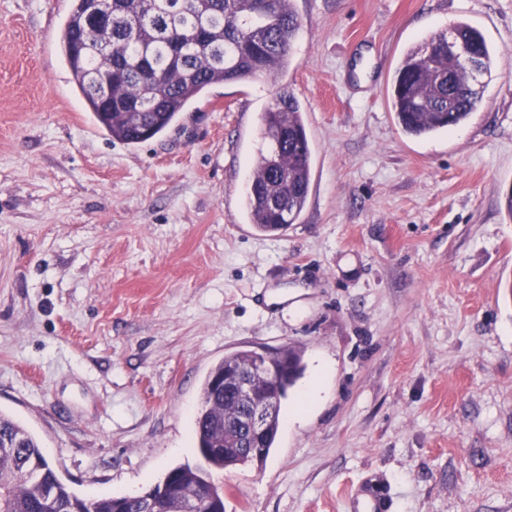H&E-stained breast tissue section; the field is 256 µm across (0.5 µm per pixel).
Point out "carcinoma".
<instances>
[{
  "label": "carcinoma",
  "instance_id": "carcinoma-1",
  "mask_svg": "<svg viewBox=\"0 0 512 512\" xmlns=\"http://www.w3.org/2000/svg\"><path fill=\"white\" fill-rule=\"evenodd\" d=\"M71 0L60 49L87 111L114 140L135 146L161 134L206 90L256 76L276 79L292 64L301 22L293 0H111L101 12ZM453 31L478 57L479 80L494 69L484 35L466 22ZM447 34L411 47L395 69L391 106L402 131L427 137L464 123L482 101L457 60L436 51ZM266 147L252 160L246 209L258 231L277 235L299 218L307 202L312 153L302 107L277 94L261 113ZM289 356L281 398L301 376L300 355ZM251 351L224 356L208 373L194 425L206 466L183 464L140 496L85 501L70 492L43 456L36 437L0 414V512H181L179 490H198L205 512H224V487L211 473L248 462V400L217 392L224 368L245 367Z\"/></svg>",
  "mask_w": 512,
  "mask_h": 512
}]
</instances>
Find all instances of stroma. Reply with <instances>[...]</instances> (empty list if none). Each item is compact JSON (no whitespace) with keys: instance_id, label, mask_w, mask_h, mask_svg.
<instances>
[{"instance_id":"stroma-1","label":"stroma","mask_w":512,"mask_h":512,"mask_svg":"<svg viewBox=\"0 0 512 512\" xmlns=\"http://www.w3.org/2000/svg\"><path fill=\"white\" fill-rule=\"evenodd\" d=\"M277 81L227 83L128 146L60 52L69 0H0V413L78 497L196 463L211 368L293 348L303 377L225 512H512V0H294ZM465 21L494 72L477 111L415 138L389 103L406 50ZM300 102L308 200L284 234L245 209L259 117ZM322 398L302 406L308 384Z\"/></svg>"}]
</instances>
